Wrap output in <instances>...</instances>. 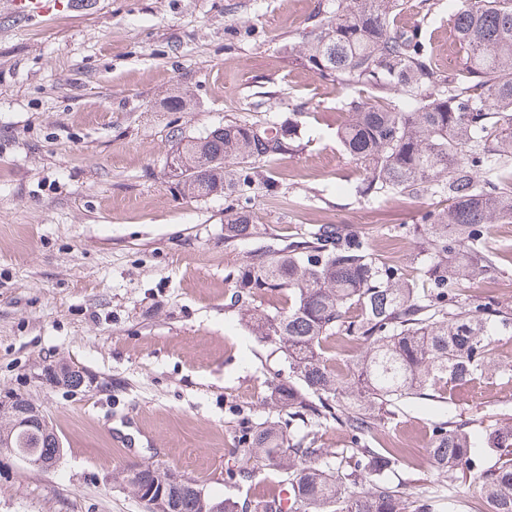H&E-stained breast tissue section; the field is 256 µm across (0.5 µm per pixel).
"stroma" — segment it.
Segmentation results:
<instances>
[{"mask_svg": "<svg viewBox=\"0 0 512 512\" xmlns=\"http://www.w3.org/2000/svg\"><path fill=\"white\" fill-rule=\"evenodd\" d=\"M319 2L89 0L30 23L0 4V402L29 399L64 446L48 471L0 451V512H147L115 479L137 463L217 498L279 494L276 471L235 474L239 435L282 419L270 384L288 379L282 352L229 304L252 245L225 239L223 198H182L166 161L178 137L304 111L302 149L260 166L250 192L259 242L345 224L412 264L392 229L430 198L346 194L362 175L336 140L346 93L293 52ZM397 24L422 26L437 68L457 66L448 0L429 20L409 8ZM183 92L193 110L168 111ZM485 247L495 290L476 280L464 294L511 310L512 224L492 225ZM64 362L82 368L80 390L50 382ZM443 412L512 424V376L456 406L412 400L390 420L407 454L383 478L416 499L436 496L427 453Z\"/></svg>", "mask_w": 512, "mask_h": 512, "instance_id": "1", "label": "stroma"}]
</instances>
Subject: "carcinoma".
Returning <instances> with one entry per match:
<instances>
[{
    "mask_svg": "<svg viewBox=\"0 0 512 512\" xmlns=\"http://www.w3.org/2000/svg\"><path fill=\"white\" fill-rule=\"evenodd\" d=\"M409 0H322L311 17L314 35L300 46L309 68L346 91V118L337 130L344 151L363 172L350 192L360 200L398 194L444 197L448 206L404 226L416 250L409 270L372 248L371 234L323 224L277 248L248 253L230 299L259 291L285 293L270 315L252 307L248 330L277 347L292 380L273 396L288 422L247 430L238 440L236 473L269 469L286 475L288 512H432L380 474L404 456L382 423L410 399L436 397L458 405L475 381L500 368L492 338L512 334V311L489 297L464 298L495 263L483 246L492 224H512V0H461L452 17L460 67L433 66L421 29L403 30L396 16ZM303 113L285 124L230 123L200 137H181L176 190L184 198H235L225 208L224 237L257 234L248 191L258 165L300 147ZM359 343L357 372H337L327 342ZM333 420L349 448H323L318 427ZM300 421L305 430L298 431ZM12 451L47 458L61 449L33 445L16 433ZM479 448L495 454L485 465ZM429 461L440 491L468 481L479 507L512 512V425L470 427L452 417L431 424ZM166 467L123 469L134 493L140 475ZM175 512H279L276 500L239 503L201 498L199 484L177 489Z\"/></svg>",
    "mask_w": 512,
    "mask_h": 512,
    "instance_id": "obj_1",
    "label": "carcinoma"
}]
</instances>
